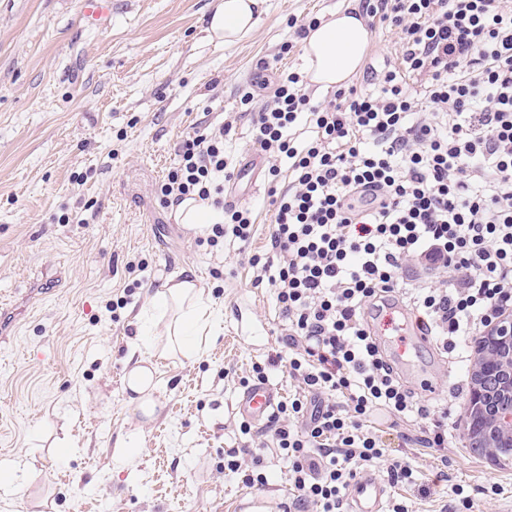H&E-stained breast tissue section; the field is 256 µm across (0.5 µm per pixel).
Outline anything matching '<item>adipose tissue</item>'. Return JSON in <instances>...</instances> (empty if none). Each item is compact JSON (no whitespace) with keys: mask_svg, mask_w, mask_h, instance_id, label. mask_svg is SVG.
Instances as JSON below:
<instances>
[{"mask_svg":"<svg viewBox=\"0 0 512 512\" xmlns=\"http://www.w3.org/2000/svg\"><path fill=\"white\" fill-rule=\"evenodd\" d=\"M265 0H214L206 17L211 39L230 45L256 28ZM369 44V32L358 12L339 11L310 31L302 42L305 72L323 88L344 86L359 71ZM141 330L151 334V352L129 353L125 386L129 401L146 419H153L159 388L151 353L192 360L204 350L217 319L215 304L196 279L171 278L136 316Z\"/></svg>","mask_w":512,"mask_h":512,"instance_id":"obj_1","label":"adipose tissue"}]
</instances>
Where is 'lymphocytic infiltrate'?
<instances>
[{
  "instance_id": "f902f5d3",
  "label": "lymphocytic infiltrate",
  "mask_w": 512,
  "mask_h": 512,
  "mask_svg": "<svg viewBox=\"0 0 512 512\" xmlns=\"http://www.w3.org/2000/svg\"><path fill=\"white\" fill-rule=\"evenodd\" d=\"M400 30L398 63L368 67L365 88L316 102L295 72L254 109L261 152L288 160L275 194V260L261 267L283 332L252 365L285 368L294 392L269 418L293 505L345 512L357 474L381 461L385 430L418 427L448 445L450 406L419 399L380 350L369 317L399 298L436 349L460 365L512 309V8L504 0H361ZM223 131L186 135L163 204H222ZM214 238L248 241L252 211L223 206ZM419 270L399 289L405 266ZM445 282H436L438 274ZM377 410L386 429L367 425Z\"/></svg>"
}]
</instances>
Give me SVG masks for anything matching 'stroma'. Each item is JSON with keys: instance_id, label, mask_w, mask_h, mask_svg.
Instances as JSON below:
<instances>
[{"instance_id": "35a3bbf8", "label": "stroma", "mask_w": 512, "mask_h": 512, "mask_svg": "<svg viewBox=\"0 0 512 512\" xmlns=\"http://www.w3.org/2000/svg\"><path fill=\"white\" fill-rule=\"evenodd\" d=\"M359 5L267 0L251 36L225 46L205 32L212 0H124L99 28L82 0H0V470L16 471L0 512H234L253 495L225 473L224 451L245 444L237 399L281 334L251 258L273 254L270 192L288 178H235L255 224L232 246L199 242L160 186L182 139L208 125L228 124L229 162L243 166L255 145L242 95L271 103L260 81L304 69L289 18ZM181 274L209 290L221 323L200 359L156 358L160 412L144 422L123 381L133 317ZM458 378L426 350L409 386L429 382L444 397ZM465 424L457 414L444 448L415 445L414 428L384 435L416 474L397 484L373 467L388 501L447 512L460 486L467 512H512V464L473 456ZM135 429L141 447L116 467L115 441ZM264 429L252 426L268 465L261 494L292 501Z\"/></svg>"}]
</instances>
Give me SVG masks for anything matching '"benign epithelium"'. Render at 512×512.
Returning a JSON list of instances; mask_svg holds the SVG:
<instances>
[{"mask_svg":"<svg viewBox=\"0 0 512 512\" xmlns=\"http://www.w3.org/2000/svg\"><path fill=\"white\" fill-rule=\"evenodd\" d=\"M466 411L469 450L495 463L512 462V315L478 339Z\"/></svg>","mask_w":512,"mask_h":512,"instance_id":"7a95c632","label":"benign epithelium"}]
</instances>
